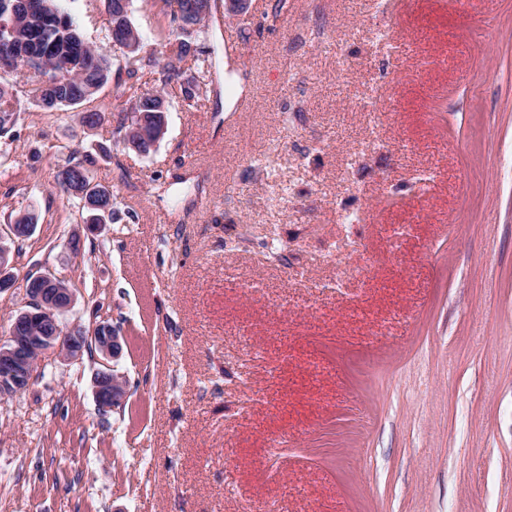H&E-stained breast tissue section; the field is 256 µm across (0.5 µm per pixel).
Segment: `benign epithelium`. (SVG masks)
<instances>
[{"label": "benign epithelium", "instance_id": "7a95c632", "mask_svg": "<svg viewBox=\"0 0 512 512\" xmlns=\"http://www.w3.org/2000/svg\"><path fill=\"white\" fill-rule=\"evenodd\" d=\"M46 11L43 0H3L0 14L10 17V36H15L18 19L32 12ZM30 59L25 96L33 103L42 102L43 96L52 88L64 85L70 73L64 68L52 70L47 76L42 66L43 59L29 55L13 46L9 56L0 60V70L8 72L20 58ZM10 247L0 237V293L14 287L10 272ZM29 309L17 314L8 328V341L0 344V397L19 394L30 386L36 375L37 362L49 351L62 357L76 359L88 348L95 349L103 360L104 368L94 377V394L99 407L114 408L121 405L125 397L126 384L118 379L108 361L120 357L122 336L118 328L107 322L96 324L92 330L74 327L64 332L57 324L56 315L69 310L74 304V292L64 280L51 274H39L27 278L24 285Z\"/></svg>", "mask_w": 512, "mask_h": 512}]
</instances>
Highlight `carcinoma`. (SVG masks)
<instances>
[{"label":"carcinoma","mask_w":512,"mask_h":512,"mask_svg":"<svg viewBox=\"0 0 512 512\" xmlns=\"http://www.w3.org/2000/svg\"><path fill=\"white\" fill-rule=\"evenodd\" d=\"M164 13L169 16L171 32L163 50L147 52L140 32L133 23H127L124 33L125 46L133 49L121 50L125 61V70L128 77L134 82L115 83V103L107 110L112 112L114 122L113 133L124 141L130 125L127 124V113L139 112L142 115L139 139L143 146H148L154 139V131L159 124L157 109L154 100L148 97V92L139 91L137 80L145 70H156L160 74L162 85L176 88L182 105L188 109H196L200 102L207 97L212 84V63L209 61L207 51L203 50L202 42L209 37L210 26L202 19L189 20V3L191 0H162ZM41 44L48 46L56 44L59 50L73 64L72 71L77 78L71 83L69 90L62 91V100L50 102L41 106L46 111H58L64 107H71L83 99H94L98 89L108 82L111 76V60L106 50L93 47L86 42L71 41L65 32L49 22L40 29L32 32ZM178 61L188 63L194 68L192 81L184 82L185 71L175 66L172 57ZM15 88L0 87V134L8 132L17 122L22 111V102L13 95ZM96 159L87 154L83 158L69 162L56 169L53 175L54 188L68 198H75L81 204V219L85 223L105 224L114 219L118 212V194L103 185L92 183L90 166ZM95 196L96 200L103 202L104 207L93 209L87 205V197Z\"/></svg>","instance_id":"1"}]
</instances>
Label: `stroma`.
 <instances>
[{"label":"stroma","instance_id":"stroma-1","mask_svg":"<svg viewBox=\"0 0 512 512\" xmlns=\"http://www.w3.org/2000/svg\"><path fill=\"white\" fill-rule=\"evenodd\" d=\"M273 2L206 43L243 105L170 94L150 155L73 108L0 134V234L37 219L0 342L50 272L128 383L101 410L98 357L49 353L0 397V512H512V0ZM59 4L108 46L103 0ZM77 151L119 194L94 231L52 185Z\"/></svg>","mask_w":512,"mask_h":512}]
</instances>
